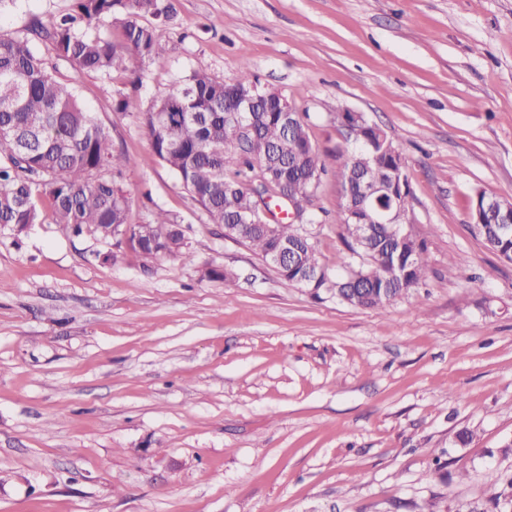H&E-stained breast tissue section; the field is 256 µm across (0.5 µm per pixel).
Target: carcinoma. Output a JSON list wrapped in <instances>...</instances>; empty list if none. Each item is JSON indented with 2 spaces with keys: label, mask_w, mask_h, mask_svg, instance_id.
<instances>
[{
  "label": "carcinoma",
  "mask_w": 512,
  "mask_h": 512,
  "mask_svg": "<svg viewBox=\"0 0 512 512\" xmlns=\"http://www.w3.org/2000/svg\"><path fill=\"white\" fill-rule=\"evenodd\" d=\"M144 16L153 23H140ZM104 20L119 27L118 39L91 33ZM171 20L170 0H73L65 13L47 21L36 17L16 35L0 34V226L19 235L39 223L38 199L44 196L56 224L74 235L88 231L107 241L127 234L130 247L146 260L175 255L184 246L181 225L160 208L145 224L128 223V198L116 177L132 160L114 149L109 132L72 84L55 78L35 50L41 43L78 73H130L131 89L118 92L115 110L139 120L156 157L202 206L208 223L233 227L236 237L274 263L288 284L298 285L299 277L311 272L318 276L313 297L330 294L343 304L378 311L418 287L426 244L413 227H402L399 242L383 228L368 249L352 237L346 190L358 188L361 178L385 185L379 206H390L396 196L402 199L401 215L411 218L403 155L384 150L387 144L397 148L387 133L361 112L353 116L338 109L327 119L339 129L352 123L351 148L321 150L310 139L309 114L294 113L293 126H286L284 98L269 90L256 108L255 131L247 135L227 116L224 81L198 69L144 106L145 66L166 52ZM232 83L249 90L257 78L243 63ZM257 165L270 190L286 184L307 200L316 196L324 176L339 175L344 194L336 225L346 249L342 274L319 260L300 225L276 222L270 231L257 217L258 197L248 186ZM511 217L512 202L501 198L481 211L482 223L475 225L485 245L504 260H512V236L503 233L500 222ZM288 245L295 248V263L280 266L275 257ZM394 263L398 275L392 278ZM508 505L512 478L471 512H508Z\"/></svg>",
  "instance_id": "cac0c4a2"
}]
</instances>
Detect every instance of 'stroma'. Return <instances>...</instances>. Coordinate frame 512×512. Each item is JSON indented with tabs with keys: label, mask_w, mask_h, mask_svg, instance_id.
<instances>
[{
	"label": "stroma",
	"mask_w": 512,
	"mask_h": 512,
	"mask_svg": "<svg viewBox=\"0 0 512 512\" xmlns=\"http://www.w3.org/2000/svg\"><path fill=\"white\" fill-rule=\"evenodd\" d=\"M172 3L143 100L245 61L319 148L346 147L327 113H364L405 158L425 277L381 312L280 280L114 110L128 74L58 62L134 160L130 223L168 211L186 246L105 263L111 242L45 201L0 231V512H469L512 476V262L469 222L476 190L512 198V0ZM72 4L8 0L0 32ZM341 204L324 179L307 227L335 269ZM215 265L235 279L203 278Z\"/></svg>",
	"instance_id": "stroma-1"
}]
</instances>
